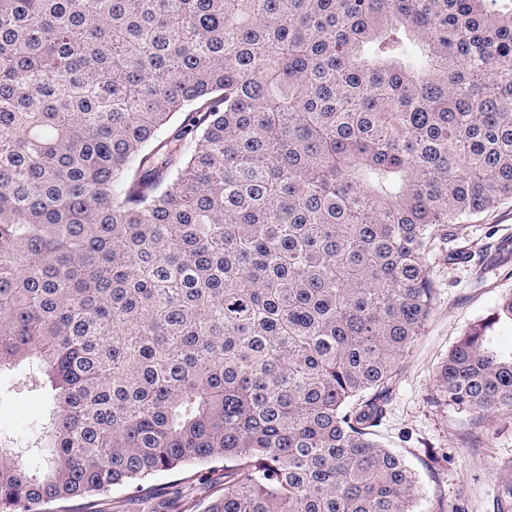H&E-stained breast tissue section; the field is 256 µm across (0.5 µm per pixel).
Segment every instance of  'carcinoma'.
<instances>
[{
  "label": "carcinoma",
  "instance_id": "cac0c4a2",
  "mask_svg": "<svg viewBox=\"0 0 512 512\" xmlns=\"http://www.w3.org/2000/svg\"><path fill=\"white\" fill-rule=\"evenodd\" d=\"M512 199V0H0V512H414L377 431L451 226ZM512 296L436 374L512 410ZM512 512V466L494 498ZM9 373L0 375V433L11 439H25L34 423L43 415L46 401L24 387H13ZM207 468L192 469L189 475L199 473L184 482L168 476L158 477L153 482L152 492L141 497L130 498L124 490L115 488L107 496L73 502L72 509L74 512H177L189 506L186 509L194 507L197 512H202L214 483L224 481V468L214 472Z\"/></svg>",
  "mask_w": 512,
  "mask_h": 512
}]
</instances>
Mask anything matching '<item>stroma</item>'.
<instances>
[{"label": "stroma", "instance_id": "1", "mask_svg": "<svg viewBox=\"0 0 512 512\" xmlns=\"http://www.w3.org/2000/svg\"><path fill=\"white\" fill-rule=\"evenodd\" d=\"M430 259L437 283L433 312L405 357L386 417L382 441L404 456L420 484L416 512H493L498 476L512 461V411L481 418L440 400L439 363L473 323L512 295V201L469 218ZM44 398L0 375V434L26 438L43 415ZM223 471L199 467L192 479H155L150 494L124 490L74 502L73 512H201Z\"/></svg>", "mask_w": 512, "mask_h": 512}]
</instances>
